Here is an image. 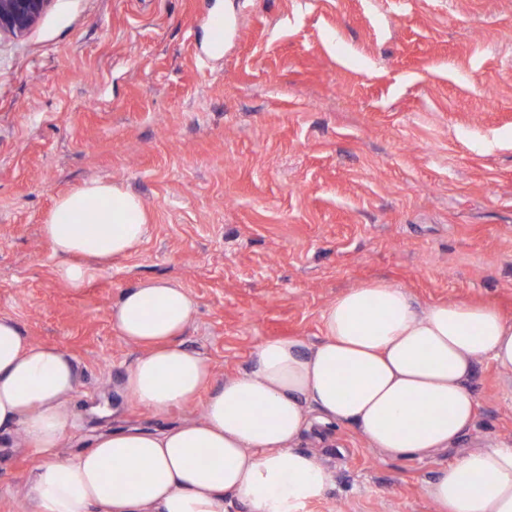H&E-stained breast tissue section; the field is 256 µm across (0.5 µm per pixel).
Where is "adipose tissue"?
Listing matches in <instances>:
<instances>
[{"label": "adipose tissue", "mask_w": 512, "mask_h": 512, "mask_svg": "<svg viewBox=\"0 0 512 512\" xmlns=\"http://www.w3.org/2000/svg\"><path fill=\"white\" fill-rule=\"evenodd\" d=\"M89 218L96 227L87 233ZM148 231L142 200L106 181L60 196L42 226L59 259L55 276L74 290ZM195 307L180 284L144 279L123 291L112 323L142 348L123 376L125 394L158 416L205 396L202 420L115 429L65 458L51 450L68 434L75 361L0 317V430L22 427L29 444L50 453L29 486L33 512H224L228 496L249 512H306L334 485L333 472L297 446L308 408L391 457L424 458L473 423L478 400L468 383L481 360L512 371V318L496 307H422L376 281L324 309L318 342L266 339L247 373L220 383L182 341ZM421 492L439 512H512V445L463 454Z\"/></svg>", "instance_id": "ef3b65f1"}]
</instances>
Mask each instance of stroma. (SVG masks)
Returning <instances> with one entry per match:
<instances>
[{"label": "stroma", "instance_id": "stroma-1", "mask_svg": "<svg viewBox=\"0 0 512 512\" xmlns=\"http://www.w3.org/2000/svg\"><path fill=\"white\" fill-rule=\"evenodd\" d=\"M90 180L138 195L150 228L74 291L41 226ZM151 277L193 296L183 341L220 380L265 339L317 342L327 305L373 281L512 317V0H51L0 37V316L75 360L58 454L201 418L199 401L157 416L120 392L139 349L112 307ZM469 387L474 424L422 460L310 410L298 446L335 483L308 512H438L424 480L512 444V373L484 360ZM46 456L0 433V512H30Z\"/></svg>", "mask_w": 512, "mask_h": 512}]
</instances>
